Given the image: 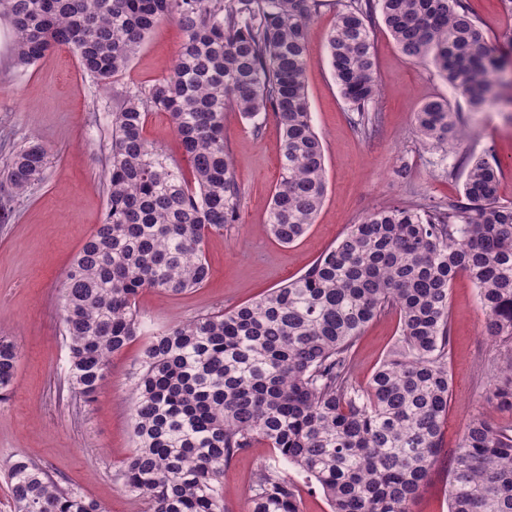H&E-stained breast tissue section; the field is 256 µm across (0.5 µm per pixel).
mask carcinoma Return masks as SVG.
I'll list each match as a JSON object with an SVG mask.
<instances>
[{
    "label": "carcinoma",
    "mask_w": 512,
    "mask_h": 512,
    "mask_svg": "<svg viewBox=\"0 0 512 512\" xmlns=\"http://www.w3.org/2000/svg\"><path fill=\"white\" fill-rule=\"evenodd\" d=\"M320 0H0L25 69L64 46L102 87L121 74L159 23L183 32L174 69L121 93L112 113L102 224L69 265L61 289L66 378L95 401L112 356L147 333L140 292L178 295L209 277L204 240L239 217L242 190L224 140L231 108L259 133L267 113L282 131L269 233L289 245L314 223L327 190L324 147L306 91L308 26ZM381 19L411 62H429L470 109L487 102L506 54L466 0H343L325 37L329 66L357 125L380 97L373 27ZM151 112L168 114L184 171L149 146ZM424 146L448 158L465 139L443 97L415 113ZM467 164L465 201L369 212L303 274L244 305L149 334L132 378L133 452L119 470L151 512H224V467L257 444L316 483L330 512H410L444 448L451 380L448 296L466 273L492 341L512 340V202L500 168ZM48 152L31 142L4 171L20 196L44 178ZM393 310L399 340L367 386L352 347ZM21 351L0 336V400ZM512 407V354L492 377ZM14 512H108L25 457L7 471ZM448 512H512V428L471 419L453 450ZM249 512H302L294 479L277 464L255 473Z\"/></svg>",
    "instance_id": "obj_1"
}]
</instances>
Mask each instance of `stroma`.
Wrapping results in <instances>:
<instances>
[{
  "label": "stroma",
  "mask_w": 512,
  "mask_h": 512,
  "mask_svg": "<svg viewBox=\"0 0 512 512\" xmlns=\"http://www.w3.org/2000/svg\"><path fill=\"white\" fill-rule=\"evenodd\" d=\"M500 48L512 43V11L503 0H468ZM338 0H320L308 31L311 64L306 85L313 124L324 146L327 192L314 224L292 245L267 231L268 205L279 176L282 137L275 116L260 133L233 110L224 113V137L242 187L237 223L205 243L209 278L203 287L161 296L143 291L137 307L158 330L195 316L249 303L302 274L367 213L418 202L445 203L463 196V156L496 159L499 195L512 202V67L493 76L483 111H470L432 64L408 61L384 26L375 29V61L382 92L363 133L343 100L326 60L325 34ZM182 42L178 26L165 22L146 38L108 88L85 75L67 48L48 52L34 65H14V33L0 22V135L14 145L36 137L50 163L42 183L13 205L0 222V336L13 339L23 358L9 399L0 402V512H11L5 468L23 455L45 466L65 486L103 502L109 512H149L147 501L129 496L115 473L131 454V374L144 342L135 340L113 356L109 384L91 405L76 399L64 381L67 353L60 293L65 272L106 211L102 167L111 135L113 96L147 87L170 73ZM434 97L448 98L469 136L447 158L426 148L414 115ZM448 372L452 396L444 428L453 450L466 426L484 416L512 425V411L490 401L492 369L507 350L483 334L485 312L466 274L449 290ZM399 318L372 321L353 348L357 382L367 385L398 342ZM276 458L259 444L224 469L225 512H247L257 468Z\"/></svg>",
  "instance_id": "obj_1"
}]
</instances>
